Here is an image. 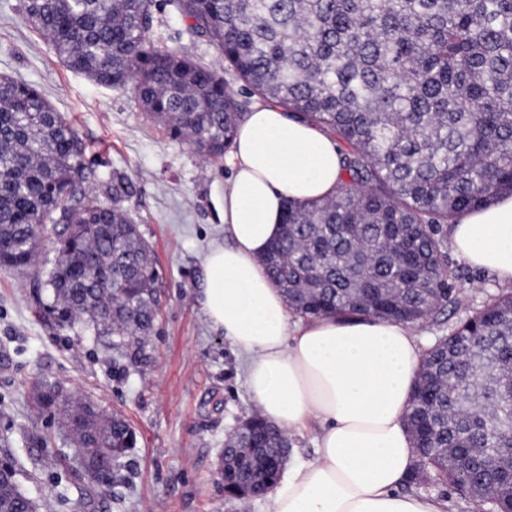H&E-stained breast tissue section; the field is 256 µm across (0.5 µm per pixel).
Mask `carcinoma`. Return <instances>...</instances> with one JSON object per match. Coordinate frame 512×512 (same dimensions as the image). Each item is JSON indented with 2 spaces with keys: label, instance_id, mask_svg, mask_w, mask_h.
<instances>
[{
  "label": "carcinoma",
  "instance_id": "obj_1",
  "mask_svg": "<svg viewBox=\"0 0 512 512\" xmlns=\"http://www.w3.org/2000/svg\"><path fill=\"white\" fill-rule=\"evenodd\" d=\"M251 94L333 133L345 179L330 199L290 205L263 261L288 308L304 318L367 316L407 323L457 303L443 231L512 195V0H175ZM155 0H22L70 71L104 87L133 84L147 116L205 160L232 148L241 118L224 77L151 42ZM86 145L40 90L0 76V267L25 272L44 233L60 256L44 285L61 327L116 349L155 329L160 270L120 206L132 183L112 178V204L91 198ZM421 361L407 412L419 463L472 499L496 486L492 512H512V293L438 338ZM63 411L76 471L111 498L137 445L118 416ZM260 416L224 445L226 496L281 467L236 463L275 448ZM0 481V512H33Z\"/></svg>",
  "mask_w": 512,
  "mask_h": 512
}]
</instances>
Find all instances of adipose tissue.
<instances>
[{
	"label": "adipose tissue",
	"instance_id": "ef3b65f1",
	"mask_svg": "<svg viewBox=\"0 0 512 512\" xmlns=\"http://www.w3.org/2000/svg\"><path fill=\"white\" fill-rule=\"evenodd\" d=\"M224 193V240L203 260L198 301L244 362L259 414L288 432L317 429L314 455L268 496L267 512H445L402 492L416 462L406 425L421 350L405 323L294 318L260 257L288 204L332 196L341 154L325 129L257 105L238 126ZM455 252L512 285V196L460 217Z\"/></svg>",
	"mask_w": 512,
	"mask_h": 512
}]
</instances>
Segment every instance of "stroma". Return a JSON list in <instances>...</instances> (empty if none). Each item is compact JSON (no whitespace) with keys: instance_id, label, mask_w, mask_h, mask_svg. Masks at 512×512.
Returning <instances> with one entry per match:
<instances>
[{"instance_id":"obj_1","label":"stroma","mask_w":512,"mask_h":512,"mask_svg":"<svg viewBox=\"0 0 512 512\" xmlns=\"http://www.w3.org/2000/svg\"><path fill=\"white\" fill-rule=\"evenodd\" d=\"M150 37L223 71L206 38L193 34L170 0H157ZM0 75L39 88L87 145V186L102 203L113 175L134 190L122 201L162 274L160 307L141 351L119 352L90 333L59 327L34 299V280L0 270V454L47 512H265L261 499H227L219 454L239 419L253 413L241 359L208 324L197 301L203 258L224 239L230 160L204 162L139 108L130 87L105 88L68 70L28 23L20 0H0ZM448 264L457 303L417 324L421 350L508 288L456 253ZM59 387L75 401L121 415L134 429L132 465L115 501L81 499L73 473L34 467L41 446L71 455L57 411L35 403L34 386Z\"/></svg>"}]
</instances>
